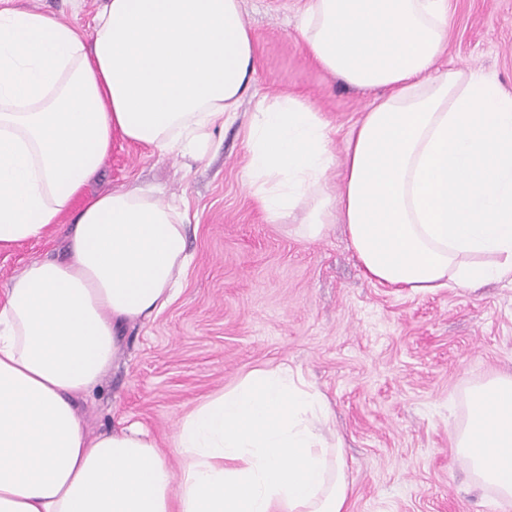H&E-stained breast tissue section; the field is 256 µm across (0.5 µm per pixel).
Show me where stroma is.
Listing matches in <instances>:
<instances>
[{"instance_id":"1","label":"stroma","mask_w":512,"mask_h":512,"mask_svg":"<svg viewBox=\"0 0 512 512\" xmlns=\"http://www.w3.org/2000/svg\"><path fill=\"white\" fill-rule=\"evenodd\" d=\"M104 2L0 0V9L40 12L88 35ZM303 5L244 0L256 95L215 132L204 162L188 169L118 139L88 186L91 195L140 188L164 202L187 199L192 263L176 301L125 330L118 365L80 414L96 431L138 421L165 443L207 396L255 368L285 365L327 398L352 512H499L493 493L473 485L449 430L466 423L475 385L512 374V283L426 294L384 287L365 277L345 225L301 238L242 184L256 96L306 97L339 159L372 98L307 58L296 26ZM448 19L439 68L476 69L512 92V0H448ZM69 228L65 221L44 239L0 249V289L32 259L63 257Z\"/></svg>"}]
</instances>
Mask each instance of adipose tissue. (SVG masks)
<instances>
[{"label": "adipose tissue", "instance_id": "1", "mask_svg": "<svg viewBox=\"0 0 512 512\" xmlns=\"http://www.w3.org/2000/svg\"><path fill=\"white\" fill-rule=\"evenodd\" d=\"M242 0H106L91 37L0 11V249L71 217L67 257L35 259L0 293V512H349L325 399L286 366L256 368L180 419L170 451L122 421L90 432L79 403L123 352V330L177 298L187 205L139 189L90 196L115 138L202 161L251 93ZM306 54L373 92L347 133L303 98L260 101L245 185L299 232L346 225L366 276L414 293L512 282V94L477 71L434 74L447 0H308ZM454 446L512 512V375L476 386Z\"/></svg>", "mask_w": 512, "mask_h": 512}]
</instances>
